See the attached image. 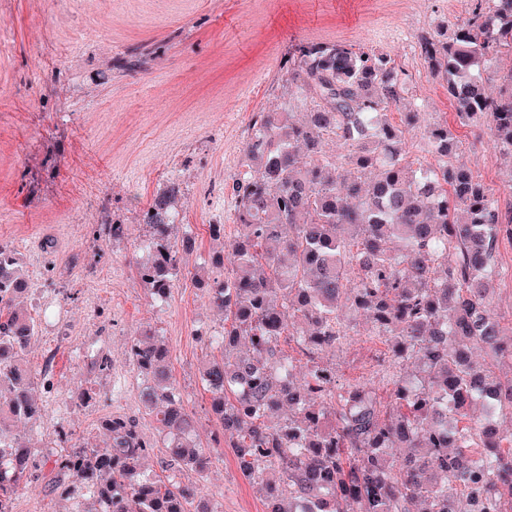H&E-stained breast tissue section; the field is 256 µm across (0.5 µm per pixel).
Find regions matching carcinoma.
Returning <instances> with one entry per match:
<instances>
[{"instance_id": "1", "label": "carcinoma", "mask_w": 512, "mask_h": 512, "mask_svg": "<svg viewBox=\"0 0 512 512\" xmlns=\"http://www.w3.org/2000/svg\"><path fill=\"white\" fill-rule=\"evenodd\" d=\"M418 37L430 74L448 88L456 116L485 125L512 159V71L496 95L482 70L512 52V0H476L469 16ZM290 85L311 99L290 112H256L246 170L233 182L241 232L230 244L232 272L199 279L224 327L206 337L218 354L201 368L211 411L233 436L238 466L261 480L270 512H512V326L490 307L499 241H512V210H502L468 169L446 160L456 149L448 124L428 131L438 165L413 167L409 129L390 119L405 78L382 53L346 42L300 43L288 53ZM348 153L331 157L327 139ZM180 189L170 183L143 213L151 233L136 272L159 300L179 270L172 236ZM20 254L0 249V512L19 489L48 479L62 497L93 504L79 512H214L177 480L205 471L195 420L171 380L168 349L144 329L132 361L140 400L166 448L163 471L144 467L150 447L135 420L108 416L110 448L42 454L16 428L41 406L24 355L37 333ZM348 308L371 335L392 345L385 394L361 383L337 385L318 354L347 340ZM288 337L307 358L302 382ZM476 403L486 415L463 424ZM286 409L288 419H267ZM405 449L398 464L392 452Z\"/></svg>"}]
</instances>
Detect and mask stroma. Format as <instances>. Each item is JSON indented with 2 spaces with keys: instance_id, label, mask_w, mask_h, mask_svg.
Masks as SVG:
<instances>
[{
  "instance_id": "1",
  "label": "stroma",
  "mask_w": 512,
  "mask_h": 512,
  "mask_svg": "<svg viewBox=\"0 0 512 512\" xmlns=\"http://www.w3.org/2000/svg\"><path fill=\"white\" fill-rule=\"evenodd\" d=\"M474 0H0V241L12 243L39 288L29 297L38 333L25 352L42 415L19 423L31 447L105 450L102 418L135 419L161 474L165 450L142 408V377L128 345L149 327L169 350L172 380L195 415L211 455L183 483L218 512H266L259 481L244 477L210 411L200 368L205 335L222 329L196 280L239 228L232 184L242 169L253 113L308 111L289 98L283 61L300 42L346 41L390 56L406 73L404 104L416 112L410 161L430 166V126L448 123L468 167L512 208V159L490 132L460 123L445 84L433 79L418 35L467 17ZM179 217L196 239L180 257L176 286L156 300L135 259L144 210L170 180ZM127 225L121 241L96 240L98 216ZM220 223L224 237L212 239ZM357 333L319 356L339 381L380 386L385 343L366 336L365 317L344 310ZM107 358L109 370L95 362ZM74 500L44 483L20 490L12 512H75Z\"/></svg>"
}]
</instances>
